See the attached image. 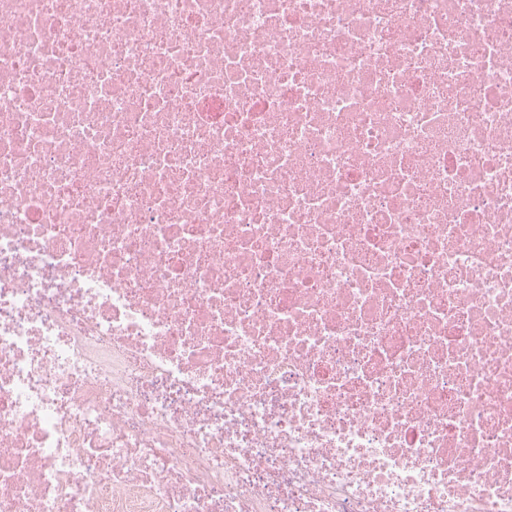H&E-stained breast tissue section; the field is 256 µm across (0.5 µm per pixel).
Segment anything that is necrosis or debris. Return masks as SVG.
I'll return each mask as SVG.
<instances>
[{
    "label": "necrosis or debris",
    "mask_w": 512,
    "mask_h": 512,
    "mask_svg": "<svg viewBox=\"0 0 512 512\" xmlns=\"http://www.w3.org/2000/svg\"><path fill=\"white\" fill-rule=\"evenodd\" d=\"M0 512H512V0H0Z\"/></svg>",
    "instance_id": "obj_1"
}]
</instances>
